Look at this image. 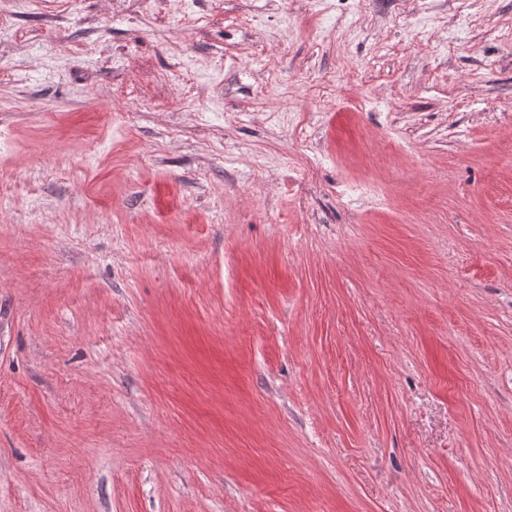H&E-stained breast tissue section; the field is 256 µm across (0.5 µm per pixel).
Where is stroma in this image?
<instances>
[{"mask_svg": "<svg viewBox=\"0 0 512 512\" xmlns=\"http://www.w3.org/2000/svg\"><path fill=\"white\" fill-rule=\"evenodd\" d=\"M0 13V512H512V0Z\"/></svg>", "mask_w": 512, "mask_h": 512, "instance_id": "35a3bbf8", "label": "stroma"}]
</instances>
